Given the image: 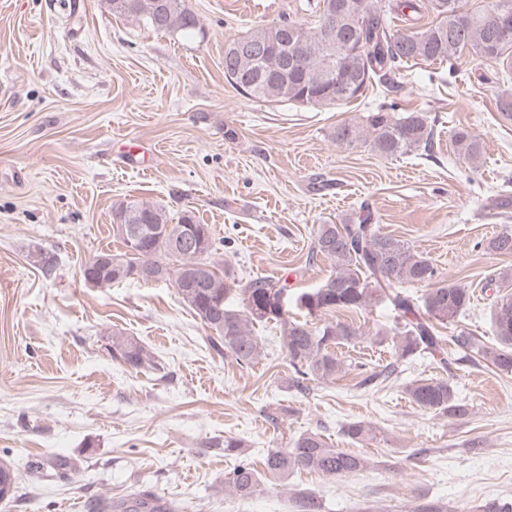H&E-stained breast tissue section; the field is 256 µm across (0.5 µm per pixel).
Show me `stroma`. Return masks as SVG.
<instances>
[{
	"instance_id": "obj_1",
	"label": "stroma",
	"mask_w": 512,
	"mask_h": 512,
	"mask_svg": "<svg viewBox=\"0 0 512 512\" xmlns=\"http://www.w3.org/2000/svg\"><path fill=\"white\" fill-rule=\"evenodd\" d=\"M195 36L153 31L113 16L107 0H0V461L17 488L0 512H92L131 490L180 512H291L308 489L325 512H411L422 495L460 505L512 502V376L460 364L443 374L427 356L400 382L357 389V372L300 394L275 325L257 327L262 352L250 366L213 350L210 331L172 281L87 286L84 263L119 249L112 206L164 203L209 225L215 259L236 278L285 279L318 287L334 270L309 260L311 230L369 205L383 232L427 254L473 298L456 328L495 343L493 279L512 256L487 251L512 227V211L489 209L512 195V120L499 84H483L480 62H417L396 76L401 111L428 113V149L384 158L336 146L337 123L383 100L381 91L338 109L251 100L224 78L226 41L254 23L309 24L317 0H190ZM478 135L484 153L470 168L451 134ZM234 130L227 138L226 130ZM361 339L344 355L366 368L389 349L373 342L394 326L386 301L342 312ZM120 333L146 345L157 366L136 370L112 356ZM448 377L466 418L413 404L403 382ZM363 421L373 441L345 445L340 427ZM375 461L341 478L295 472L265 483L250 502L224 491L234 460L224 438L246 440L261 465L268 449L304 431ZM71 464L63 477L34 481L33 462Z\"/></svg>"
}]
</instances>
